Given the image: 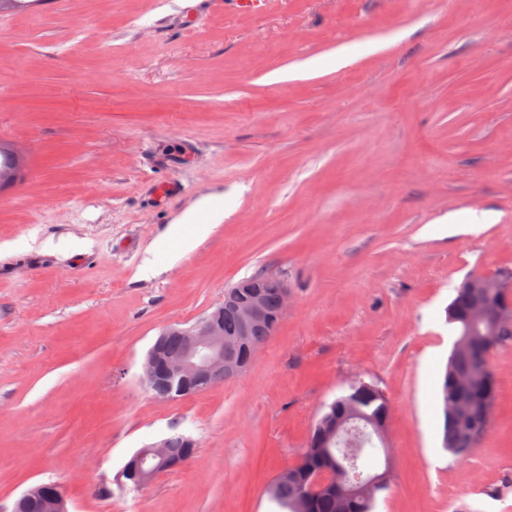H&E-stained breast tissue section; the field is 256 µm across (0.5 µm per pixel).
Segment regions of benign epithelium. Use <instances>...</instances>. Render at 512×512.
<instances>
[{"label": "benign epithelium", "instance_id": "benign-epithelium-1", "mask_svg": "<svg viewBox=\"0 0 512 512\" xmlns=\"http://www.w3.org/2000/svg\"><path fill=\"white\" fill-rule=\"evenodd\" d=\"M484 275H473L464 280L457 297V303L471 313H479L489 319L500 316L512 317V271L497 274L496 290L487 289ZM276 289L278 296V318H283L290 299L287 282L279 276L263 279L246 278L233 286L224 295V303L185 326L174 323L159 334L157 341L148 351L142 365V383L149 391L167 386L170 399H178L209 389L224 375L237 376L246 370L248 364L236 359L235 349L246 346L250 359H255L262 344L250 342L253 330L269 318L266 289ZM236 313L241 331L231 341L224 339V306ZM175 335L181 338V350L176 355L166 352L162 341ZM498 380L491 375L480 384L470 387L461 397L465 405L479 402L490 409L496 394ZM141 485L148 484L152 477L166 468V443L161 440L151 449L140 454ZM383 473L375 470L357 477L356 482L348 483L344 491L356 495L379 485ZM21 498H38L46 512H69L68 501L60 487L50 494L37 485L25 491Z\"/></svg>", "mask_w": 512, "mask_h": 512}]
</instances>
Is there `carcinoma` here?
<instances>
[{"instance_id": "1", "label": "carcinoma", "mask_w": 512, "mask_h": 512, "mask_svg": "<svg viewBox=\"0 0 512 512\" xmlns=\"http://www.w3.org/2000/svg\"><path fill=\"white\" fill-rule=\"evenodd\" d=\"M471 331L474 336L470 337V345H483L489 348L493 344L501 345L512 339V322L507 319L479 320L472 325ZM487 372L488 364L477 363L470 349H451L439 395L443 418L442 449L455 460L462 459L464 454H472L473 449L461 447V426L455 411L460 394L452 389L450 380L458 377L473 383ZM391 416V401L375 382L361 381L349 385L341 395L324 404L315 419L298 462L281 472L267 488L268 500L276 507L277 512H297L307 469L319 468L334 473L341 469H350V464L343 455V448L334 441L325 442V434L330 431L332 424L342 420L343 428L357 429L368 435L366 449L357 462V469L361 472L372 466L378 451L384 450L373 426L389 425ZM166 441L171 470L188 463L196 454V445L189 436L176 432L167 437ZM388 487L389 480L386 479L365 495L342 499L336 495V490L329 486L310 496L307 512H373L377 495Z\"/></svg>"}]
</instances>
